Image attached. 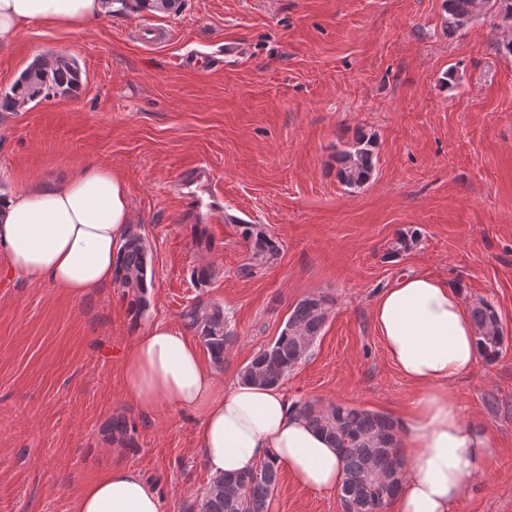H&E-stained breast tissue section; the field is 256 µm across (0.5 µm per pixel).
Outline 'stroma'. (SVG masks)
Masks as SVG:
<instances>
[{
    "instance_id": "obj_1",
    "label": "stroma",
    "mask_w": 512,
    "mask_h": 512,
    "mask_svg": "<svg viewBox=\"0 0 512 512\" xmlns=\"http://www.w3.org/2000/svg\"><path fill=\"white\" fill-rule=\"evenodd\" d=\"M447 21L444 0H182L176 12L132 2L83 31L31 27L0 48V94L60 52L78 60L82 85L0 111V190L110 166L151 256L144 321L181 327L187 308L222 304L237 341L221 381L280 334L297 302L326 298L323 331L285 381L295 401L399 414L412 386L372 306L403 274L490 302L502 354L455 387L493 451L459 512H512V57L493 48L501 17L454 33ZM146 27L168 41L141 40ZM360 133L376 144V170L351 192L336 153ZM199 165L213 184L195 189L192 209L178 183ZM245 224L280 243L252 270ZM201 265L213 271L204 285L192 276ZM139 331L117 284L75 299L0 281V512H73L117 464L157 483L169 512H197L210 476L194 415L150 417L124 396L119 353ZM116 415L134 425V447L107 438ZM271 501L274 512H342L338 496L285 473Z\"/></svg>"
}]
</instances>
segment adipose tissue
Segmentation results:
<instances>
[{
    "mask_svg": "<svg viewBox=\"0 0 512 512\" xmlns=\"http://www.w3.org/2000/svg\"><path fill=\"white\" fill-rule=\"evenodd\" d=\"M115 8L114 0H0V47L31 26L81 29ZM130 215L124 181L93 162L63 182L0 194L4 271L86 297L113 282ZM373 319L389 360L416 387L396 422L402 476L393 510L459 512L492 451L453 387L481 356L470 311L445 281L407 273L379 295ZM121 364L124 391L144 414H198V454L211 477L270 459L313 493L341 487L337 449L295 413L282 385L219 382L184 332L163 322L141 330ZM74 512H167V501L139 470L119 465L80 491Z\"/></svg>",
    "mask_w": 512,
    "mask_h": 512,
    "instance_id": "adipose-tissue-1",
    "label": "adipose tissue"
}]
</instances>
